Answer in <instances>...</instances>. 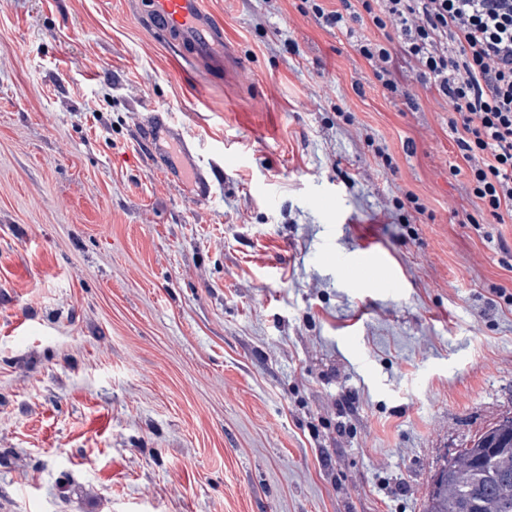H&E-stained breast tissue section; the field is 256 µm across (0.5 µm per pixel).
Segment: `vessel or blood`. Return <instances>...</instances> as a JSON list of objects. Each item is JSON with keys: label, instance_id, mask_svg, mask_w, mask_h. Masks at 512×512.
Here are the masks:
<instances>
[{"label": "vessel or blood", "instance_id": "b4317fda", "mask_svg": "<svg viewBox=\"0 0 512 512\" xmlns=\"http://www.w3.org/2000/svg\"><path fill=\"white\" fill-rule=\"evenodd\" d=\"M150 26L170 30L178 38L195 45L199 54L210 51L211 40L217 28L203 8L202 0H150L147 13ZM168 112L154 110L146 127L148 145L152 152L163 150L165 141L174 133ZM382 264L381 257L373 251L355 255L342 264L344 275L365 287L382 288L383 282L375 271Z\"/></svg>", "mask_w": 512, "mask_h": 512}]
</instances>
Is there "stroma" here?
<instances>
[{"label": "stroma", "mask_w": 512, "mask_h": 512, "mask_svg": "<svg viewBox=\"0 0 512 512\" xmlns=\"http://www.w3.org/2000/svg\"><path fill=\"white\" fill-rule=\"evenodd\" d=\"M147 2L0 0V512H423L512 416V222L434 88L383 91L300 0H203L237 61L205 76ZM154 109L235 155L208 201ZM365 248L394 287L339 275ZM152 112L146 127V135L151 151L157 155L161 153L160 150L162 152L165 150L164 142L174 135V129L170 123L169 112L159 109H154Z\"/></svg>", "instance_id": "1"}]
</instances>
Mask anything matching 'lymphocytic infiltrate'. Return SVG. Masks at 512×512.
<instances>
[{
    "label": "lymphocytic infiltrate",
    "instance_id": "f902f5d3",
    "mask_svg": "<svg viewBox=\"0 0 512 512\" xmlns=\"http://www.w3.org/2000/svg\"><path fill=\"white\" fill-rule=\"evenodd\" d=\"M303 14L352 37L381 86L398 92L409 66L452 111L448 134L467 192L497 223L512 220V0H301ZM368 21L384 38L355 35Z\"/></svg>",
    "mask_w": 512,
    "mask_h": 512
}]
</instances>
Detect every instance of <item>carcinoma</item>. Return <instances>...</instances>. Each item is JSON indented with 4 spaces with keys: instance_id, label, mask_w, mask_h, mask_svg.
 Masks as SVG:
<instances>
[{
    "instance_id": "1",
    "label": "carcinoma",
    "mask_w": 512,
    "mask_h": 512,
    "mask_svg": "<svg viewBox=\"0 0 512 512\" xmlns=\"http://www.w3.org/2000/svg\"><path fill=\"white\" fill-rule=\"evenodd\" d=\"M423 512H512V416L444 460L431 478Z\"/></svg>"
}]
</instances>
